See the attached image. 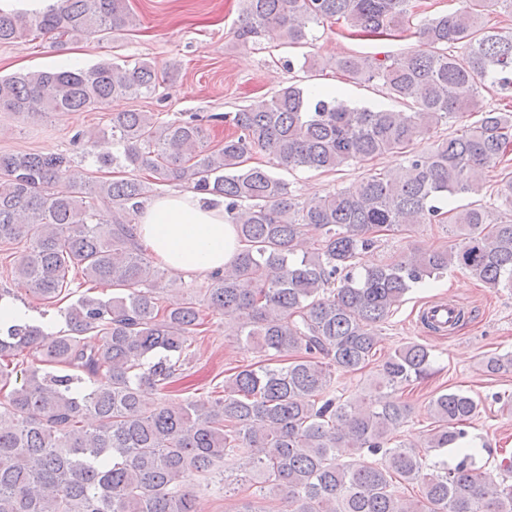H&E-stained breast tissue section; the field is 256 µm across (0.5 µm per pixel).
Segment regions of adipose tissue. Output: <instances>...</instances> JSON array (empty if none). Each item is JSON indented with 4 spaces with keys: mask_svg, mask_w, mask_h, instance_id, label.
I'll return each mask as SVG.
<instances>
[{
    "mask_svg": "<svg viewBox=\"0 0 512 512\" xmlns=\"http://www.w3.org/2000/svg\"><path fill=\"white\" fill-rule=\"evenodd\" d=\"M137 236L173 278L230 265L240 248L234 225L224 219L223 204L207 203L179 189L143 206Z\"/></svg>",
    "mask_w": 512,
    "mask_h": 512,
    "instance_id": "ef3b65f1",
    "label": "adipose tissue"
}]
</instances>
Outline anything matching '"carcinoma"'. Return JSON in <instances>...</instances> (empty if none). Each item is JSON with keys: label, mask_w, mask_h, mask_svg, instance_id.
Instances as JSON below:
<instances>
[{"label": "carcinoma", "mask_w": 512, "mask_h": 512, "mask_svg": "<svg viewBox=\"0 0 512 512\" xmlns=\"http://www.w3.org/2000/svg\"><path fill=\"white\" fill-rule=\"evenodd\" d=\"M243 41L308 39L309 25L345 20L356 32L413 30L417 45L396 56L346 55L344 76L376 82L404 109L355 108L315 99L296 84L236 112L208 116L232 128L218 146L200 119L160 121L150 112L112 115L113 152L102 166L145 171L154 183L191 180L224 201L242 244L233 266L208 275L205 301L224 315L227 335L264 357L235 368L207 400L150 401L175 382L204 318L196 296L162 306L160 269L135 233L150 183L136 175L94 181L57 154L0 153V245L23 244L12 272L51 305L63 300L66 328L23 323L0 329V512H196L201 474L224 481V456L252 461L258 495H279L280 512H512V484L474 467L465 424L478 402L448 391L429 402L427 445L462 458L428 474L419 451L389 446L410 407L391 390L424 376L425 346L409 342L381 361L378 325L407 292L454 267L490 288H512V221L490 205L450 207L483 191L501 167L500 196L512 206V112L485 109L482 92L512 93V33L482 15L512 0H464L461 9L415 24L410 0H244ZM135 23L125 0H61L43 13L0 12V44L31 33L58 39L107 37ZM159 75L147 60H103L0 79V112H82L116 96L147 97ZM480 118L462 134L415 150L431 130L462 115ZM272 154L288 169L335 173L383 153L404 157L325 196L299 201L289 184L248 160ZM450 226L460 241L412 248L371 266L375 234L414 224ZM112 288L75 295L69 275ZM45 368L12 382L14 357ZM368 405L336 396L332 376L372 362ZM491 374L512 370V354L491 356ZM377 457L346 460L342 452ZM421 483L416 500L396 482Z\"/></svg>", "instance_id": "carcinoma-1"}]
</instances>
